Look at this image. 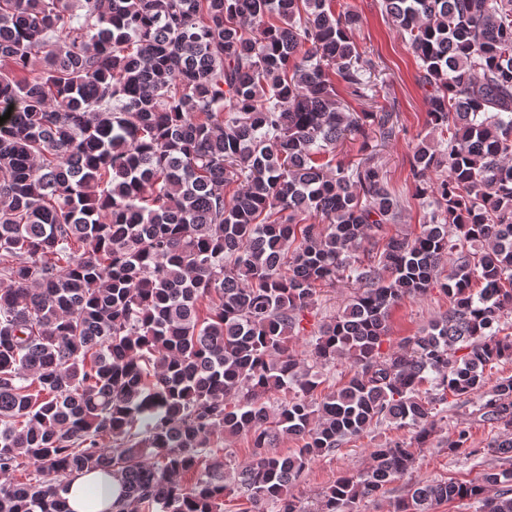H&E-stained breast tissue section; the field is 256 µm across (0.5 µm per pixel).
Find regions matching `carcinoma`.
Here are the masks:
<instances>
[{"label": "carcinoma", "instance_id": "1", "mask_svg": "<svg viewBox=\"0 0 512 512\" xmlns=\"http://www.w3.org/2000/svg\"><path fill=\"white\" fill-rule=\"evenodd\" d=\"M380 8L439 133L413 153L435 210L411 236L388 231L400 201L375 152L336 153L402 132L341 0H0V476L37 472L0 485V512H69L60 491L93 470L120 477L116 512H223L236 489L252 512H306L290 489L313 456L411 429L323 492L318 512H354L410 472L450 395L508 432L487 449L503 463L419 481L393 512H512V376L482 399L512 362V0ZM338 82L367 108L346 110ZM344 279L311 354L353 374L316 399L288 339L317 284ZM435 287L448 312L382 352L394 306ZM219 432L250 438L232 482ZM284 436L302 445L279 453ZM468 440L448 451L473 455Z\"/></svg>", "mask_w": 512, "mask_h": 512}]
</instances>
